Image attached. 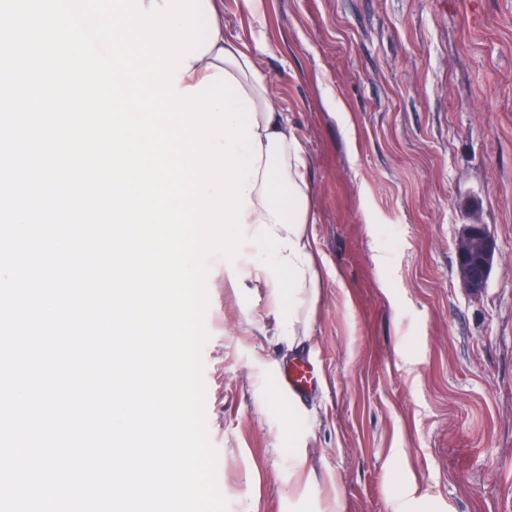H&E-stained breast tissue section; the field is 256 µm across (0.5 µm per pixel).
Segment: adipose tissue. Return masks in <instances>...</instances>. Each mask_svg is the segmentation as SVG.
Here are the masks:
<instances>
[{
	"mask_svg": "<svg viewBox=\"0 0 512 512\" xmlns=\"http://www.w3.org/2000/svg\"><path fill=\"white\" fill-rule=\"evenodd\" d=\"M180 87L223 71L234 77L252 99L261 158L248 180L250 205L245 221L256 238L268 246L257 260L265 288L277 299L273 320L277 329L292 336L306 335L319 296L320 274L316 261L309 168L295 129L277 112L268 96V77L256 65L245 43L217 36L200 58L189 60Z\"/></svg>",
	"mask_w": 512,
	"mask_h": 512,
	"instance_id": "obj_1",
	"label": "adipose tissue"
}]
</instances>
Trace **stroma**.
Listing matches in <instances>:
<instances>
[{
    "label": "stroma",
    "mask_w": 512,
    "mask_h": 512,
    "mask_svg": "<svg viewBox=\"0 0 512 512\" xmlns=\"http://www.w3.org/2000/svg\"><path fill=\"white\" fill-rule=\"evenodd\" d=\"M224 33L308 157L322 278L292 350L260 245L210 263L227 512H512V0H224ZM474 219L499 249L480 295L456 266ZM302 355L322 380L291 411L274 371Z\"/></svg>",
    "instance_id": "35a3bbf8"
}]
</instances>
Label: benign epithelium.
<instances>
[{
    "mask_svg": "<svg viewBox=\"0 0 512 512\" xmlns=\"http://www.w3.org/2000/svg\"><path fill=\"white\" fill-rule=\"evenodd\" d=\"M456 258L463 288L471 294L482 293L498 262L496 243L486 225L473 222L459 227Z\"/></svg>",
    "mask_w": 512,
    "mask_h": 512,
    "instance_id": "1",
    "label": "benign epithelium"
}]
</instances>
